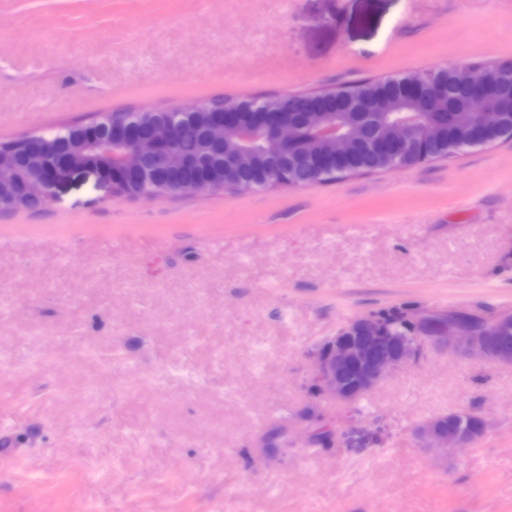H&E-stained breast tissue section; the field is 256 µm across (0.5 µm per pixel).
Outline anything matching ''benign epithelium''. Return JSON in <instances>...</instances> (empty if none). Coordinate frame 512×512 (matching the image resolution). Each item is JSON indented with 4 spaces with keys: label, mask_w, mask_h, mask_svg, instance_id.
I'll use <instances>...</instances> for the list:
<instances>
[{
    "label": "benign epithelium",
    "mask_w": 512,
    "mask_h": 512,
    "mask_svg": "<svg viewBox=\"0 0 512 512\" xmlns=\"http://www.w3.org/2000/svg\"><path fill=\"white\" fill-rule=\"evenodd\" d=\"M492 98L491 89L474 74L469 81L468 105L455 114L456 123L474 131L486 146L501 140V135H491L482 119ZM204 116L208 136L214 142L226 137L245 141L261 136L276 145L289 146L299 138L298 126L278 110L257 114L247 121L232 111L206 112ZM348 135L369 143L373 152L402 156L410 149L401 137L386 144L369 141L359 126L351 127ZM78 148L96 150L107 163L76 161ZM183 168V155L162 136L145 134L137 123L118 122L109 113L100 116L94 127L76 129L68 137L50 139L39 131L1 140L0 211H18L25 200L51 201L61 176L71 172L92 174L113 193L115 182L121 178L131 185L126 197L132 199L195 196L230 187L236 191L248 189L246 185L225 184L222 168L210 170L203 183H184L180 188L158 179L160 171L171 173ZM398 315L410 328L407 336L395 334L385 315L375 312L347 322L318 345L311 370L320 400L351 407L393 371L420 360L427 349L512 363V348L502 344L503 335L512 330V314L486 319L468 312H417L406 308ZM450 418L449 414L435 417L418 427L422 447L442 461L448 460V450L467 447L474 441L468 427L453 425Z\"/></svg>",
    "instance_id": "benign-epithelium-1"
}]
</instances>
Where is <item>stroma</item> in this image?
I'll use <instances>...</instances> for the list:
<instances>
[{
	"label": "stroma",
	"instance_id": "35a3bbf8",
	"mask_svg": "<svg viewBox=\"0 0 512 512\" xmlns=\"http://www.w3.org/2000/svg\"><path fill=\"white\" fill-rule=\"evenodd\" d=\"M512 59V0H0V139ZM409 303L512 313V140L163 200L0 213V512H512V364L426 351L298 439L309 355ZM481 411L437 460L415 430Z\"/></svg>",
	"mask_w": 512,
	"mask_h": 512
}]
</instances>
